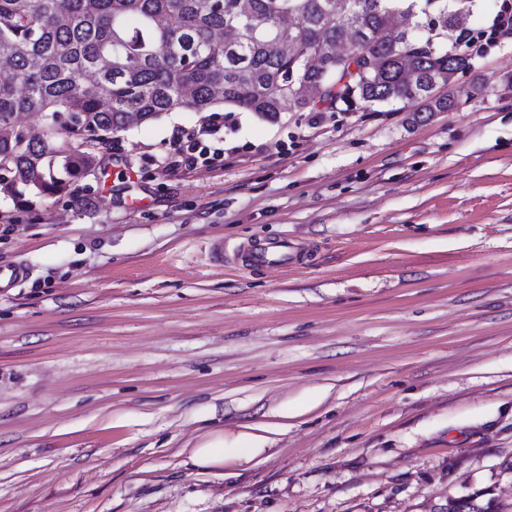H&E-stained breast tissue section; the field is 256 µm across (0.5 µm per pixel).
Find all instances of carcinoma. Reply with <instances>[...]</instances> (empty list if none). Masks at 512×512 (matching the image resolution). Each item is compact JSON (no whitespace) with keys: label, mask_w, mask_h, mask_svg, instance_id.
I'll return each mask as SVG.
<instances>
[{"label":"carcinoma","mask_w":512,"mask_h":512,"mask_svg":"<svg viewBox=\"0 0 512 512\" xmlns=\"http://www.w3.org/2000/svg\"><path fill=\"white\" fill-rule=\"evenodd\" d=\"M472 0H0V195L65 197L112 136L171 112L459 103ZM448 93L434 95V88ZM37 116L42 129L18 123ZM448 512H498L448 500Z\"/></svg>","instance_id":"carcinoma-1"}]
</instances>
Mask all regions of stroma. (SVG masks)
<instances>
[{"label":"stroma","mask_w":512,"mask_h":512,"mask_svg":"<svg viewBox=\"0 0 512 512\" xmlns=\"http://www.w3.org/2000/svg\"><path fill=\"white\" fill-rule=\"evenodd\" d=\"M469 58L445 112L236 110L172 170L174 112L83 210L0 199V512H512V40ZM298 257V247L288 239L278 241H258L246 251V261L250 266L292 265ZM191 459L197 466L219 467L224 465V437L218 436L214 441L193 448Z\"/></svg>","instance_id":"stroma-1"}]
</instances>
